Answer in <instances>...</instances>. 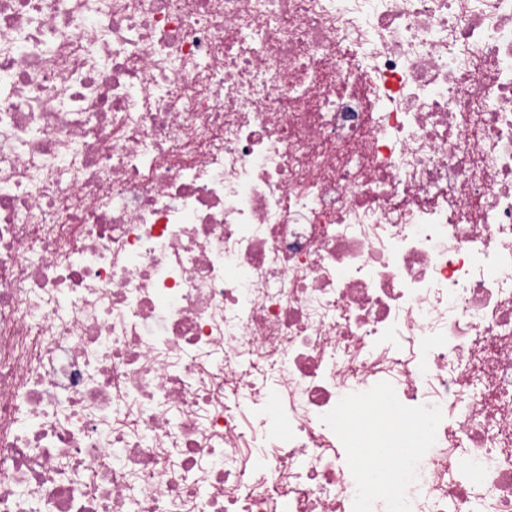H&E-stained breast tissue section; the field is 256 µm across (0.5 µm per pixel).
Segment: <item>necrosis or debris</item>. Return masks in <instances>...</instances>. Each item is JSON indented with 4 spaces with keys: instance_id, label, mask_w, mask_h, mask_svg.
<instances>
[{
    "instance_id": "necrosis-or-debris-1",
    "label": "necrosis or debris",
    "mask_w": 512,
    "mask_h": 512,
    "mask_svg": "<svg viewBox=\"0 0 512 512\" xmlns=\"http://www.w3.org/2000/svg\"><path fill=\"white\" fill-rule=\"evenodd\" d=\"M0 512H512V0H0Z\"/></svg>"
}]
</instances>
